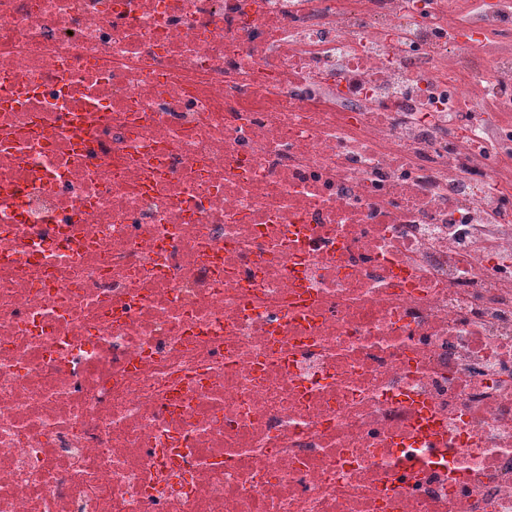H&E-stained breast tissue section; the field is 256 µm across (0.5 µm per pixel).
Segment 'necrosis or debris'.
<instances>
[{"mask_svg": "<svg viewBox=\"0 0 512 512\" xmlns=\"http://www.w3.org/2000/svg\"><path fill=\"white\" fill-rule=\"evenodd\" d=\"M0 512H512V0H0Z\"/></svg>", "mask_w": 512, "mask_h": 512, "instance_id": "necrosis-or-debris-1", "label": "necrosis or debris"}]
</instances>
